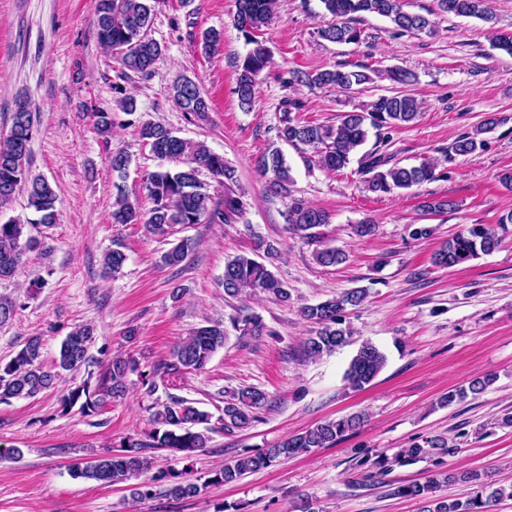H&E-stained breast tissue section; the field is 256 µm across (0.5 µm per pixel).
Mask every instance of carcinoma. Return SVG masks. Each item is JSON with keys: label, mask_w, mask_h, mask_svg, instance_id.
<instances>
[{"label": "carcinoma", "mask_w": 512, "mask_h": 512, "mask_svg": "<svg viewBox=\"0 0 512 512\" xmlns=\"http://www.w3.org/2000/svg\"><path fill=\"white\" fill-rule=\"evenodd\" d=\"M153 0H98L95 31L100 45L107 50L121 52V64L127 71L149 74L163 55V47L148 36L153 20ZM334 22L319 31L322 39L336 44L357 43L362 31L358 27L364 15L374 14L390 20L398 35H430L433 33L429 16L405 9L404 0H322ZM277 0H235L233 20L247 43L253 45L236 61L237 81L235 93L240 105L249 107L255 96L258 76L270 64V55L256 39V33L267 26L274 15ZM439 9L456 17L478 18L485 22L494 20L488 0H438ZM388 79L400 85L391 94H383L361 112L344 113L339 124L321 125L301 121L292 116L297 104L287 101L277 131V138L291 144L311 145L321 148L319 163L326 170L337 172L350 161L351 155L367 141L369 130L378 131L374 148L361 157L362 173L366 175V189L372 193L387 194L394 189H410L415 185L437 178V164L424 162L418 166L390 164V157L380 151L386 135L380 131L391 130L416 120L421 103L407 90L415 75L401 68L386 71ZM295 81L314 86L349 88L370 81L364 71L328 69L312 73L297 71ZM172 95L188 120L202 119L209 106L198 84L182 78L172 86ZM10 130L0 141V205L9 201L18 189L27 193L28 207L38 214L36 224H53L56 221L57 196L48 180L30 171V144L35 133L33 113L26 99L16 101L10 114ZM501 122L495 113L487 114L471 133L460 135L449 147V154L467 156L483 149L481 135L494 129ZM140 136L149 145L154 157L162 164L159 170L148 175L144 189L151 207L142 213L138 204L129 200L125 191L117 189L112 209L114 224H144L146 231L163 240L169 238L177 225L231 224L246 210L243 195L234 190L237 183L236 169L224 155L207 149L204 145H190L165 125L147 122L140 127ZM183 161L176 169L163 167L173 161ZM206 169L224 182V196L216 199L208 193L199 179L200 169ZM257 168L264 176L272 175L273 186L282 190L292 181L290 167L279 149H273L257 159ZM292 230L303 239H314V229L329 223V214L294 199L289 208ZM500 237L486 224H473L446 242L433 255V263L442 267H455L477 258L479 254L493 252ZM35 239L27 235V225L12 218L0 221V279L14 275L25 251L36 248ZM194 243L183 239L162 256L167 266L182 263ZM316 261L325 267L346 261V254L334 247L320 249ZM127 260L121 245L108 250L103 257L107 275L121 272ZM224 295L236 297L245 291L264 293L280 302L290 299V292L274 276L266 264L248 255H237L224 265ZM363 288H354L315 305L301 309L303 318L317 325L315 335L304 342V356L317 359L331 354L352 343V331L345 326L346 311L360 306L366 299ZM239 330L244 336L259 337L265 324L257 314L239 320ZM224 329L205 326L177 344L170 360L164 363L161 374L182 375L203 370L213 355L224 348ZM94 341V328L90 325L76 327L62 340L53 368L42 363L43 343L39 336H30L11 359L0 364V402L12 399H30L54 388L66 372L76 371L88 360V350ZM386 364V356L370 341L358 347L344 373L347 388L362 391L369 387ZM138 371L131 358L115 357L96 386L86 381L70 388L61 399L62 410L73 408L83 414L97 413L114 401L126 397L129 376ZM495 381L488 374L471 380L466 387L449 390L440 399V405L449 406L464 400L468 394L477 395ZM266 404V394L256 388H244L224 401L221 429H247L257 420V413ZM154 425L150 442L129 440L106 455L90 461L76 462L69 466L70 475L93 481L103 486L124 483L142 478L132 493V500L141 502L156 494V484L164 482L166 496L175 500L198 497L206 485L188 478L189 467L154 470V459L146 455L148 448H162L173 452L183 462H192L210 441L216 431L211 415L194 406L192 402L172 397L170 402L152 414ZM367 421L359 412L338 419L324 420L254 454L246 452L213 472L211 484H233L243 476L271 468L280 462L314 448H328L343 437L357 431ZM448 439L442 435L425 436L407 448L393 454H380L374 459L358 462L363 471L354 482L359 485L382 483L397 467L411 466L429 461L436 469L429 479L402 481L394 484L391 495L410 499L420 504V512H497V506L512 499V486L506 487L475 471H449L443 469L448 456ZM460 482L470 487L465 499L450 500L438 494L439 488L448 483Z\"/></svg>", "instance_id": "cac0c4a2"}]
</instances>
